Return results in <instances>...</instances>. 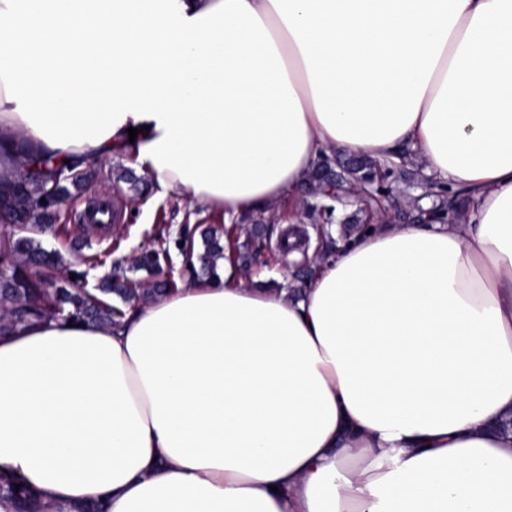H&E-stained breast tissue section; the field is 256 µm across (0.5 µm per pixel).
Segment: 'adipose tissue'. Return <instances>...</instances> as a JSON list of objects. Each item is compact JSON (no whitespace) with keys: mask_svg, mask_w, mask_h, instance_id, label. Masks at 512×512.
I'll use <instances>...</instances> for the list:
<instances>
[{"mask_svg":"<svg viewBox=\"0 0 512 512\" xmlns=\"http://www.w3.org/2000/svg\"><path fill=\"white\" fill-rule=\"evenodd\" d=\"M338 151L464 221L0 336V470L49 512H512V0H0V174L121 157L229 226Z\"/></svg>","mask_w":512,"mask_h":512,"instance_id":"ef3b65f1","label":"adipose tissue"}]
</instances>
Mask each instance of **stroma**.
<instances>
[{
  "instance_id": "obj_1",
  "label": "stroma",
  "mask_w": 512,
  "mask_h": 512,
  "mask_svg": "<svg viewBox=\"0 0 512 512\" xmlns=\"http://www.w3.org/2000/svg\"><path fill=\"white\" fill-rule=\"evenodd\" d=\"M128 171L138 177L145 174L144 169L131 167L121 158L89 164L84 169L85 176L80 185L73 188L70 200L60 212V223L77 227L91 194L104 196L112 203V230L109 234L86 235L84 247L78 250L74 248L72 238L57 234L54 229L41 233L43 246L60 255L63 273L86 271V279L93 286L102 278L129 269L133 257L151 246L158 231H165L171 239H178L188 222L189 212H196L198 220L204 224L223 223L222 215L197 212L195 204L175 191L153 192L140 200H131L128 185L122 179ZM422 179L418 166L408 165L396 170L385 179L382 190L375 194L379 210L397 223H411L419 207L425 204L424 197L417 194ZM311 202V197L303 194L297 201L279 204L269 213L249 217V224H260L264 231V247L253 257L249 284L258 288H279L294 282L299 266L311 265L313 261L329 255L337 256L352 238L369 227L362 205H339L326 219L335 238L329 252L319 250L317 239L312 237L303 242L300 250L282 255L278 249L281 225L294 223L308 231L318 223V215L310 211ZM107 248L112 254L104 264L85 267V257Z\"/></svg>"
}]
</instances>
